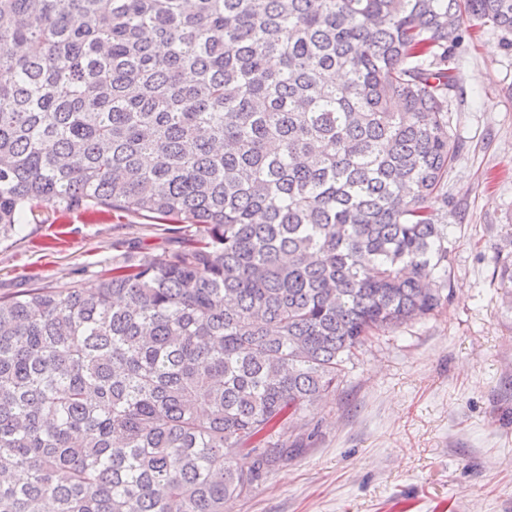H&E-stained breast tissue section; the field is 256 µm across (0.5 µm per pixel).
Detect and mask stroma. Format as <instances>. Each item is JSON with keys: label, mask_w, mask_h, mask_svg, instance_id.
<instances>
[{"label": "stroma", "mask_w": 512, "mask_h": 512, "mask_svg": "<svg viewBox=\"0 0 512 512\" xmlns=\"http://www.w3.org/2000/svg\"><path fill=\"white\" fill-rule=\"evenodd\" d=\"M453 76L447 306L364 347L224 512H512V286L500 277L512 265V46L492 27L468 31ZM191 234L105 210L26 211L0 241V296L93 288L113 258Z\"/></svg>", "instance_id": "stroma-1"}]
</instances>
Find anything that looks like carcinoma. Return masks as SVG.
I'll list each match as a JSON object with an SVG mask.
<instances>
[{
	"mask_svg": "<svg viewBox=\"0 0 512 512\" xmlns=\"http://www.w3.org/2000/svg\"><path fill=\"white\" fill-rule=\"evenodd\" d=\"M471 21L512 0H0V238L32 203L198 231L0 296V512H224L439 311Z\"/></svg>",
	"mask_w": 512,
	"mask_h": 512,
	"instance_id": "carcinoma-1",
	"label": "carcinoma"
}]
</instances>
